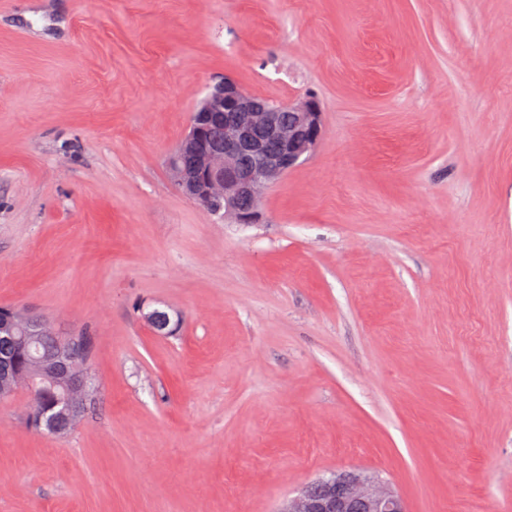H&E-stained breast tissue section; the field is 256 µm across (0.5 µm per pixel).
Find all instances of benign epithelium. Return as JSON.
I'll use <instances>...</instances> for the list:
<instances>
[{
    "label": "benign epithelium",
    "mask_w": 512,
    "mask_h": 512,
    "mask_svg": "<svg viewBox=\"0 0 512 512\" xmlns=\"http://www.w3.org/2000/svg\"><path fill=\"white\" fill-rule=\"evenodd\" d=\"M290 113L283 120L282 113ZM323 136L322 112L312 98L273 106L231 80L214 86L195 109L188 133L167 160L178 190L232 224H257L265 191L308 158ZM251 158L244 167L242 156ZM9 325L31 335L57 330L25 310L10 314ZM46 384L62 390L60 403L44 412L46 432H73L85 414L93 376L76 346L60 337L55 354L30 369H0V398L31 393ZM277 512H406L402 498L386 481L354 470H340L308 482Z\"/></svg>",
    "instance_id": "7a95c632"
}]
</instances>
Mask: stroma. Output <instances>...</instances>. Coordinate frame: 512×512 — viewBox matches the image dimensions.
Masks as SVG:
<instances>
[{
  "mask_svg": "<svg viewBox=\"0 0 512 512\" xmlns=\"http://www.w3.org/2000/svg\"><path fill=\"white\" fill-rule=\"evenodd\" d=\"M225 78L322 111L257 224L166 165ZM1 307L92 336L96 394L62 438L0 402V512H277L344 469L512 512V0H0Z\"/></svg>",
  "mask_w": 512,
  "mask_h": 512,
  "instance_id": "stroma-1",
  "label": "stroma"
}]
</instances>
